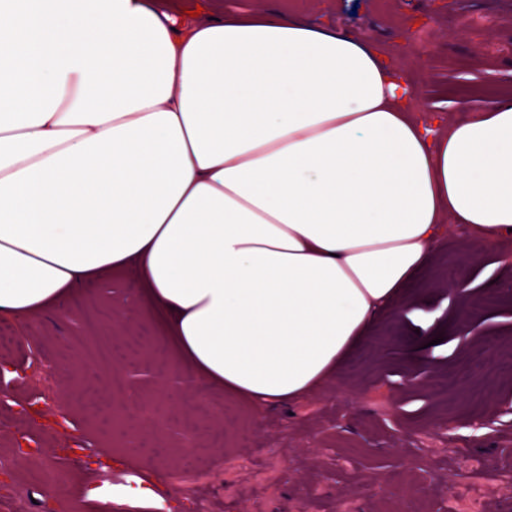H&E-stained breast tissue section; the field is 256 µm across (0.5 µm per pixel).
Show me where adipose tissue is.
<instances>
[{
    "label": "adipose tissue",
    "instance_id": "obj_1",
    "mask_svg": "<svg viewBox=\"0 0 512 512\" xmlns=\"http://www.w3.org/2000/svg\"><path fill=\"white\" fill-rule=\"evenodd\" d=\"M0 4V317L137 274L179 362L255 414L322 391L455 226L512 230V99L424 120L377 41L286 0ZM163 512L141 479L63 501Z\"/></svg>",
    "mask_w": 512,
    "mask_h": 512
}]
</instances>
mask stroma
Wrapping results in <instances>:
<instances>
[{"instance_id":"35a3bbf8","label":"stroma","mask_w":512,"mask_h":512,"mask_svg":"<svg viewBox=\"0 0 512 512\" xmlns=\"http://www.w3.org/2000/svg\"><path fill=\"white\" fill-rule=\"evenodd\" d=\"M301 18L352 36L401 45L403 71L432 120L462 119L457 103L512 97V0H293ZM426 27V45L405 40ZM422 62H414L415 54ZM133 277L100 278L80 294L94 311L66 304L37 322L11 320L0 345V512H59L81 490L125 484L130 459L138 476L174 512H376L386 495L402 512L444 500L451 512H512V486L478 470L512 460V412L499 411L512 380L493 376L484 356L469 386L449 384L490 334L512 339V239L483 247L453 229L403 305L373 330L323 392L255 416L220 390L201 391L180 366L160 318L133 297ZM130 303L122 325L115 305ZM475 331L462 335L464 323ZM112 340L115 365L147 371L135 385L109 368L69 382L74 362H87L90 338ZM424 377L410 386L411 376ZM196 430L194 451L210 463L192 495L176 469L183 425ZM164 448L153 458L128 447L132 430ZM424 464L414 466L409 449ZM27 490L21 507L8 488Z\"/></svg>"}]
</instances>
